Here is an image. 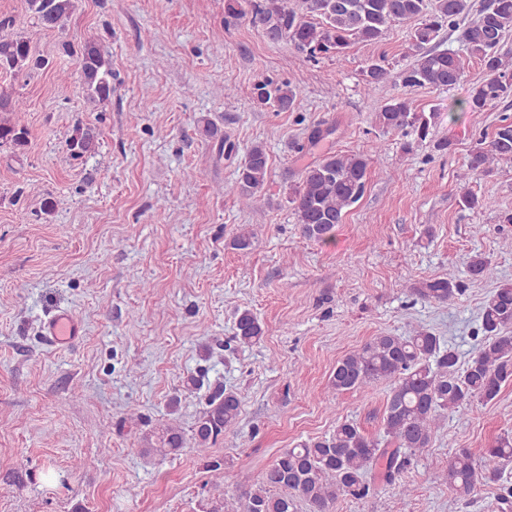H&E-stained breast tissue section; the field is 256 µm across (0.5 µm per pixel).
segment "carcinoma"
Wrapping results in <instances>:
<instances>
[{
	"label": "carcinoma",
	"instance_id": "cac0c4a2",
	"mask_svg": "<svg viewBox=\"0 0 512 512\" xmlns=\"http://www.w3.org/2000/svg\"><path fill=\"white\" fill-rule=\"evenodd\" d=\"M27 9L45 31H62L75 10V0H26ZM226 0V16L246 18L272 40H287L308 61L343 55L356 43L381 42L388 30L408 24L413 63L395 72L387 58H369L360 71L363 90L372 92L389 81L403 87L444 89L459 83L465 74V58L479 61L485 78L471 88L465 106L484 112L512 102V59L501 52V43L512 32V0H485L479 18L465 26L468 0ZM15 18L0 16V72L29 76L49 68L52 60L38 52L30 40L14 31ZM459 32L463 53L439 49L444 31ZM60 53L77 61L86 99L99 106L112 101V62L94 41L62 40ZM254 99L276 112L294 110L297 85L288 80L265 78L254 85ZM24 101L11 88H0V147L16 155L24 153L29 131L16 114ZM439 112L418 111L403 96L387 99L375 113V123L387 133L414 136L424 142ZM97 134L90 127L77 128L66 139L71 156L95 150ZM373 162L368 152H328L301 173L289 202L302 235L317 242L330 241L348 209L359 202L367 188ZM512 163V116L504 114L491 134L481 133L470 149L467 174L480 177L495 173L499 165ZM269 173V154L257 143L236 167L234 184L224 190L250 204L263 188ZM463 209L478 212L490 202L472 192L462 194ZM467 272L487 279L493 269L480 255L470 257ZM463 293V283L448 273L419 282L414 295L420 300L447 303ZM236 332L226 342L250 347L264 335L258 318L248 309L236 314ZM482 339L465 366L440 337L424 328L406 335L383 332L346 354L333 368L329 385L342 392L391 382L385 407V431L394 438L389 448L370 437L353 420H341L334 432L322 439L284 450L262 477L240 496H226L220 506L205 512H333L341 497L363 499L373 490L376 472L403 495L410 487L399 482L400 473L416 452L430 446L448 413L477 401H494L502 386L512 382V283L497 286L481 310ZM241 399L227 388L216 389L191 437L172 422L154 428L155 446L150 451L163 457L193 446L206 449L234 426ZM512 461V440L500 438L476 460L459 449L438 478L448 490L467 497L481 485L499 484L498 499L512 498V485L501 482L500 465Z\"/></svg>",
	"mask_w": 512,
	"mask_h": 512
}]
</instances>
